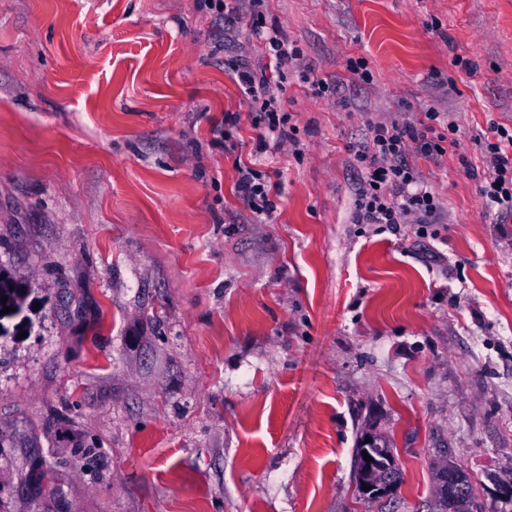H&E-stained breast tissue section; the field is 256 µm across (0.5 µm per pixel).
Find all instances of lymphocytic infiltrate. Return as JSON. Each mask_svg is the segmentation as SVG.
Here are the masks:
<instances>
[{
	"label": "lymphocytic infiltrate",
	"instance_id": "1",
	"mask_svg": "<svg viewBox=\"0 0 512 512\" xmlns=\"http://www.w3.org/2000/svg\"><path fill=\"white\" fill-rule=\"evenodd\" d=\"M264 47L271 63L269 70L258 72L243 65L234 68L244 93L263 115L268 133L259 142L263 149L268 146V137L280 142L287 136L288 118L281 114L272 92L275 76L292 66L299 69L302 81L309 83L316 94H325L330 89L327 80L315 77L313 69L302 66L301 50L280 31L266 34ZM490 130L491 138L483 143L487 175L480 192L492 203L512 209V129L495 123ZM455 131V126L432 108L426 110L418 125L394 122L372 127L369 138L354 153L358 182L354 201L356 222L384 224L393 229L403 224L436 223L441 203L421 184L407 161V154L415 142L421 143L429 154H444V144ZM272 189L267 174L253 168L241 170L238 190L254 213L272 212Z\"/></svg>",
	"mask_w": 512,
	"mask_h": 512
}]
</instances>
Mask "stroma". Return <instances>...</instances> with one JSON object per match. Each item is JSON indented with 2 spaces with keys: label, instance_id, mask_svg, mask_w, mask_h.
<instances>
[{
  "label": "stroma",
  "instance_id": "35a3bbf8",
  "mask_svg": "<svg viewBox=\"0 0 512 512\" xmlns=\"http://www.w3.org/2000/svg\"><path fill=\"white\" fill-rule=\"evenodd\" d=\"M275 26L343 88L287 68L293 135L260 153L231 64L262 68ZM431 107L457 127L410 155L438 223H354L353 146ZM494 123L512 0H263L230 31L205 0H0V265L35 304L0 341V512H431L446 461L512 512L489 490L512 479ZM246 165L269 215L238 193ZM366 435L395 452L392 502L358 488ZM272 189L273 185L266 173L253 168L240 170L238 191L254 213L262 215L273 211L274 203L270 199Z\"/></svg>",
  "mask_w": 512,
  "mask_h": 512
}]
</instances>
